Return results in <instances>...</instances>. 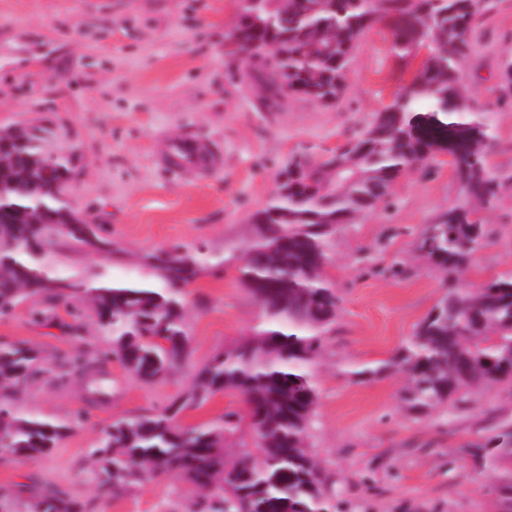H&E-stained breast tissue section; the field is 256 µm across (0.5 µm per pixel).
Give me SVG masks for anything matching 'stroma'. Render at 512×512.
Segmentation results:
<instances>
[{"instance_id": "1", "label": "stroma", "mask_w": 512, "mask_h": 512, "mask_svg": "<svg viewBox=\"0 0 512 512\" xmlns=\"http://www.w3.org/2000/svg\"><path fill=\"white\" fill-rule=\"evenodd\" d=\"M239 0H0V126L48 132L50 151L71 158L69 198L99 224L116 253L120 279L140 255L173 245L222 258L185 289L191 362L248 341L262 321L239 284L235 257L253 233V215L276 190L295 153L333 149L353 136L420 67L399 61L378 25L360 40L342 101L326 106L294 95L268 109L247 62L228 54L225 35ZM512 59V0H495L480 19L474 59L463 71L473 102L489 112L497 139L491 163L512 173V105L501 103L500 69ZM191 137L220 166L179 175L156 160L160 138ZM456 183L447 157L413 169L387 200L335 234L325 272L341 309L314 365L316 407L308 444L327 477L329 512H495L496 472L467 454L503 420L512 421V387L498 385L465 407L421 412L400 398L401 375L375 374L440 295L438 269L415 243L447 209ZM483 217L489 242L461 277L480 288L512 271V187ZM0 343L37 349L44 371L16 399L25 412L68 421L50 455L0 459V487L37 483L70 494L85 512H185L191 489L161 477L121 494L102 487L91 453L120 417L163 411L184 393L188 370L145 384L119 361L98 362L107 344L95 314L74 318L38 297L0 317ZM84 357L68 371L64 358Z\"/></svg>"}]
</instances>
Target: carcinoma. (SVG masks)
<instances>
[{
	"mask_svg": "<svg viewBox=\"0 0 512 512\" xmlns=\"http://www.w3.org/2000/svg\"><path fill=\"white\" fill-rule=\"evenodd\" d=\"M491 0H245L232 30L234 48L270 50L252 66L268 107L290 95L330 106L361 37L386 23L401 60L428 51L412 81L371 122L333 151H302L281 172L240 258L239 281L262 311L247 343L193 367L194 384L162 412L119 418L92 451L100 483L120 495L163 473L200 491L186 512H327L326 478L306 450L316 393L312 366L336 322L340 297L324 275L332 237L391 192L404 172L438 156L452 158L457 194L418 239L416 249L443 274L441 294L414 335L371 370L404 374L401 400L416 411L464 403L484 388L512 385V272L475 291L459 275L487 243L484 220L512 179L488 161L495 135L460 74L472 59L478 17ZM18 171L0 174V315L48 296L76 310L88 299L96 329L138 380L151 384L188 363L190 329L183 287L210 262L202 248L179 245L142 257L136 276L108 277L104 267L62 272L73 254L111 258L112 241L79 217L67 199L71 161L56 158L58 187H45L51 151L33 129L0 145ZM41 355L0 345V455H47L68 425L20 413L13 396L40 372ZM235 391L246 409L180 428L177 417L219 391ZM230 447L237 448L233 454ZM481 467L502 472L496 501L512 505V425L466 449ZM34 500L35 512H82L71 496L39 485L0 488V507Z\"/></svg>",
	"mask_w": 512,
	"mask_h": 512,
	"instance_id": "obj_1",
	"label": "carcinoma"
}]
</instances>
